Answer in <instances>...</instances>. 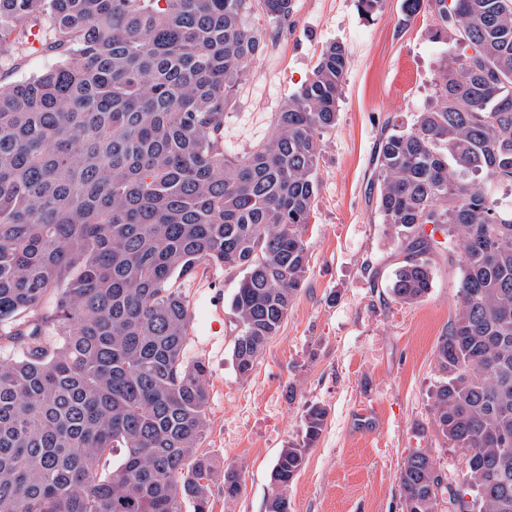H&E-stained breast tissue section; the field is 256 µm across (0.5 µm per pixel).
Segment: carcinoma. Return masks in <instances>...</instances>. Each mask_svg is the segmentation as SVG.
<instances>
[{
	"instance_id": "cac0c4a2",
	"label": "carcinoma",
	"mask_w": 512,
	"mask_h": 512,
	"mask_svg": "<svg viewBox=\"0 0 512 512\" xmlns=\"http://www.w3.org/2000/svg\"><path fill=\"white\" fill-rule=\"evenodd\" d=\"M256 0H0V57L28 44L59 62L0 87V512H209L215 462L208 366L186 356L176 287L202 266L243 272L231 302L233 361L248 376L307 278L303 238L324 134L348 55L325 46L312 77L243 156L224 111L261 38ZM453 40L430 106L386 135L376 210L401 240L390 296L423 299L448 233L458 306L436 347L432 429L461 451V493L430 455L400 468L405 512H512V0H437ZM277 23L291 0H262ZM270 474L267 512L320 437ZM120 461L104 473L101 462ZM240 476L224 470L233 499ZM471 499H466V496Z\"/></svg>"
}]
</instances>
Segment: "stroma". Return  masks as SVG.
Masks as SVG:
<instances>
[{"mask_svg": "<svg viewBox=\"0 0 512 512\" xmlns=\"http://www.w3.org/2000/svg\"><path fill=\"white\" fill-rule=\"evenodd\" d=\"M287 27L274 30L262 8L247 17L264 49L224 116V145L245 154L266 139L288 96L312 74L323 47L349 55L334 129L324 136L318 191L305 228L310 269L276 336L248 377L234 367L231 301L238 269L213 267L182 282L191 313L187 356L209 365V427L201 452L215 461L210 512H266L270 472L283 448L303 436L314 404L325 428L286 491L288 512H403L399 472L418 450L436 461L452 488L463 485L458 452L438 441L431 405L435 349L454 318L461 271L443 249L422 300H392L387 284L401 242L370 192L387 125L409 126L426 108L454 50L440 31L435 0L406 20L402 0H292ZM55 54L30 49L0 61V86L39 75ZM241 492L224 496V470Z\"/></svg>", "mask_w": 512, "mask_h": 512, "instance_id": "stroma-1", "label": "stroma"}]
</instances>
